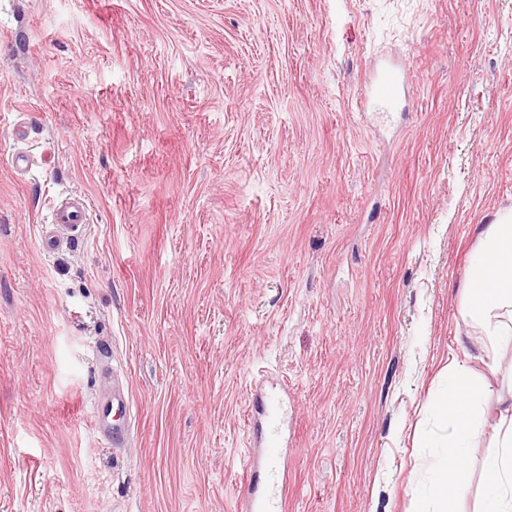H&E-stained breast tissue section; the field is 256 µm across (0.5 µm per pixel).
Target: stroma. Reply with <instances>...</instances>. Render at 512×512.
I'll return each mask as SVG.
<instances>
[{
    "label": "stroma",
    "instance_id": "obj_1",
    "mask_svg": "<svg viewBox=\"0 0 512 512\" xmlns=\"http://www.w3.org/2000/svg\"><path fill=\"white\" fill-rule=\"evenodd\" d=\"M70 192L90 221L44 252ZM510 209L512 0H0V512H237L262 377L287 512H415L451 368L487 422L512 393L459 314ZM130 403L119 388L112 390V396L100 395L91 403L92 421L97 435L112 447L124 448L129 444L127 417Z\"/></svg>",
    "mask_w": 512,
    "mask_h": 512
}]
</instances>
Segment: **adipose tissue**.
<instances>
[{
	"instance_id": "ef3b65f1",
	"label": "adipose tissue",
	"mask_w": 512,
	"mask_h": 512,
	"mask_svg": "<svg viewBox=\"0 0 512 512\" xmlns=\"http://www.w3.org/2000/svg\"><path fill=\"white\" fill-rule=\"evenodd\" d=\"M460 317L479 328L489 361H496L503 345L512 340V211L497 214L480 230ZM483 396V388L468 381L466 370L456 368L447 392L435 404L438 416L450 421L453 431L437 454L430 493L418 500L416 512H457L464 494L460 475L475 448L485 451L490 486L483 512H512V397L500 400L488 439L484 418L475 410Z\"/></svg>"
}]
</instances>
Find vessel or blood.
<instances>
[{
  "instance_id": "1",
  "label": "vessel or blood",
  "mask_w": 512,
  "mask_h": 512,
  "mask_svg": "<svg viewBox=\"0 0 512 512\" xmlns=\"http://www.w3.org/2000/svg\"><path fill=\"white\" fill-rule=\"evenodd\" d=\"M88 214L87 199L71 195L54 206L52 224L59 231H74L87 223ZM285 397V391L271 392L257 398L250 409L251 414L261 418L260 424L255 425L253 430L254 441L260 450L248 452L245 458L242 512H284L288 498L282 443ZM129 412V400L121 389H113L108 396H99L91 404L97 435L111 442L113 447H126L129 443Z\"/></svg>"
}]
</instances>
